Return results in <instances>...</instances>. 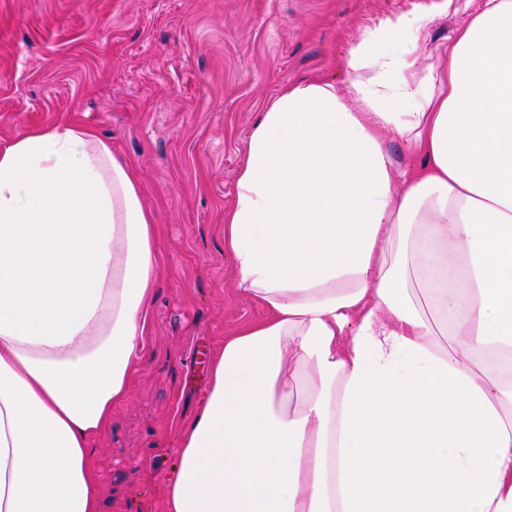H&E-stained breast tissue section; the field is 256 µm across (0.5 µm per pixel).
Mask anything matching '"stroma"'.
<instances>
[{"mask_svg":"<svg viewBox=\"0 0 512 512\" xmlns=\"http://www.w3.org/2000/svg\"><path fill=\"white\" fill-rule=\"evenodd\" d=\"M423 2L0 0V146L62 122L94 129L158 226L144 359L93 454L102 512H163L212 355L266 316L223 232L259 113L285 82L343 81L363 27Z\"/></svg>","mask_w":512,"mask_h":512,"instance_id":"stroma-1","label":"stroma"}]
</instances>
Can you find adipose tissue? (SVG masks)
I'll list each match as a JSON object with an SVG mask.
<instances>
[{
    "label": "adipose tissue",
    "mask_w": 512,
    "mask_h": 512,
    "mask_svg": "<svg viewBox=\"0 0 512 512\" xmlns=\"http://www.w3.org/2000/svg\"><path fill=\"white\" fill-rule=\"evenodd\" d=\"M453 4L364 27L343 82L253 124L224 249L267 315L213 356L166 512H512V0L430 46ZM156 237L94 130L0 147V512H100Z\"/></svg>",
    "instance_id": "obj_1"
}]
</instances>
